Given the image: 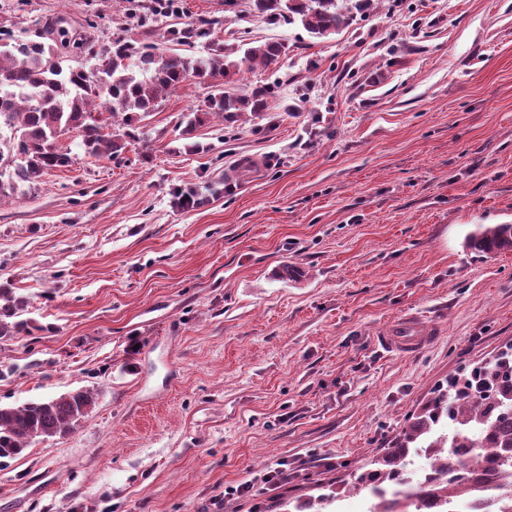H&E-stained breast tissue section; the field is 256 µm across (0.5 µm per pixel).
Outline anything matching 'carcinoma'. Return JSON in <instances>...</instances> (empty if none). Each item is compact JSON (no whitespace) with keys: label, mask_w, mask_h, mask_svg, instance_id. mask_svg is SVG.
<instances>
[{"label":"carcinoma","mask_w":512,"mask_h":512,"mask_svg":"<svg viewBox=\"0 0 512 512\" xmlns=\"http://www.w3.org/2000/svg\"><path fill=\"white\" fill-rule=\"evenodd\" d=\"M373 0H253V11L265 21L298 23L313 37H326L351 26L371 9ZM223 22L204 19L196 26L170 32L178 48L167 52L145 30L140 41L118 39L95 54L91 66L73 67L69 58L89 49V41L73 39L58 23L44 25L32 37H17L0 27V202L26 194L43 172L70 165L71 156L58 143L65 133L81 138L87 157L117 159L137 139L133 122L158 110L166 98L192 80L235 83L260 64L278 65L288 45L250 40L228 48L213 38ZM207 54L187 53L197 42ZM274 89L268 85L247 94L223 89L210 94L205 114L228 123L245 113L266 111ZM102 101L112 118L101 119L94 103ZM465 246L485 256L512 250V224H479ZM27 297L0 285V339L30 333L19 319ZM91 391L79 389L57 398L0 405V459L16 458L32 444L63 437L92 410ZM427 452L431 476L417 493L394 501L379 498L371 512H437V506L462 500L477 489L472 472L496 475L500 499L512 512V352L465 369L448 380L407 424L402 435L353 475L343 490L296 505L297 512H322L341 492L378 495V486L407 477L409 454Z\"/></svg>","instance_id":"obj_1"}]
</instances>
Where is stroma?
<instances>
[{
    "instance_id": "stroma-1",
    "label": "stroma",
    "mask_w": 512,
    "mask_h": 512,
    "mask_svg": "<svg viewBox=\"0 0 512 512\" xmlns=\"http://www.w3.org/2000/svg\"><path fill=\"white\" fill-rule=\"evenodd\" d=\"M221 19L235 44L279 39L269 109L179 124L190 84L142 121L120 159L88 158L0 203V284L30 334L0 340V404L77 389L95 406L64 437L0 463V512H288L329 493L401 433L461 368L512 343V251L480 257L478 224H512V0H377L339 34L267 23L250 0H0L16 35L63 20L101 45L142 19ZM244 157L264 170L228 186ZM198 204L177 205V192ZM304 270L282 279L283 265ZM416 313L441 334L417 354L379 336ZM288 459L299 475L259 477ZM253 481L249 497L225 486Z\"/></svg>"
}]
</instances>
